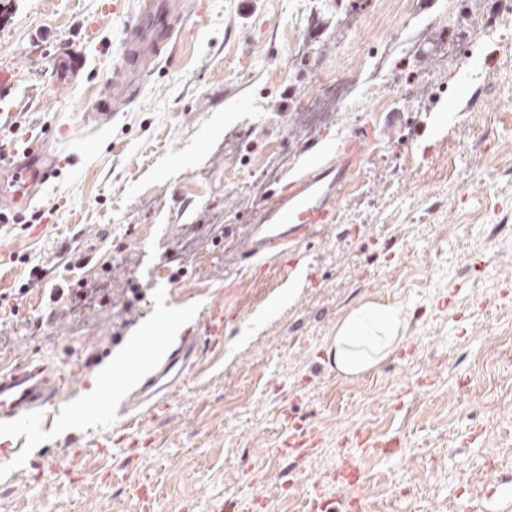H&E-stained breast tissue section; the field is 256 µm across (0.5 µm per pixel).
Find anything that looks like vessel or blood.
Here are the masks:
<instances>
[{
	"label": "vessel or blood",
	"instance_id": "b4317fda",
	"mask_svg": "<svg viewBox=\"0 0 512 512\" xmlns=\"http://www.w3.org/2000/svg\"><path fill=\"white\" fill-rule=\"evenodd\" d=\"M186 13V0H143L124 58L112 67L100 86V106L93 114L99 124H106L112 110L128 102L134 89L154 73L162 49ZM373 143V138L350 135L337 148L335 158L322 169L274 189L268 204L252 214L234 262L251 261L282 240H304L318 227L335 223L338 204L361 171ZM223 330V315L199 319L194 333L183 337L176 348L160 349V367L142 377L139 393L148 396L152 407H159L154 388L160 376L171 372L175 383L188 382L183 366L197 363L203 341L214 339ZM66 378V373L44 363L16 365L0 371V434L5 437L1 445L12 447V435L27 430L37 420L40 408L63 403Z\"/></svg>",
	"mask_w": 512,
	"mask_h": 512
}]
</instances>
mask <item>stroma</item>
I'll list each match as a JSON object with an SVG mask.
<instances>
[{
	"instance_id": "stroma-1",
	"label": "stroma",
	"mask_w": 512,
	"mask_h": 512,
	"mask_svg": "<svg viewBox=\"0 0 512 512\" xmlns=\"http://www.w3.org/2000/svg\"><path fill=\"white\" fill-rule=\"evenodd\" d=\"M138 8L0 0V67L17 71L0 149L43 141L55 164L0 229V293L48 271L0 305V360L71 370L76 408L120 352L130 373L148 368L143 340L161 321L174 335L173 311L190 327L223 312L224 334L166 413L56 420L0 453V512H141L145 482L149 512H311L315 484L367 512H512V0H199L101 129L89 112ZM72 50L82 77L56 88ZM365 128L378 141L336 223L226 269L216 246L271 190ZM64 243L85 265H67ZM131 275L132 313L89 298L34 328L54 285ZM366 302L402 308L404 339L346 376L325 350ZM287 430L300 451L284 452ZM346 456L350 489L336 482Z\"/></svg>"
}]
</instances>
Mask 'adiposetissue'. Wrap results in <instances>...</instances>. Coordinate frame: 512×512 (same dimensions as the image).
<instances>
[{
  "label": "adipose tissue",
  "instance_id": "obj_1",
  "mask_svg": "<svg viewBox=\"0 0 512 512\" xmlns=\"http://www.w3.org/2000/svg\"><path fill=\"white\" fill-rule=\"evenodd\" d=\"M404 327L401 308L364 303L337 327L328 353L339 373L360 374L381 362L401 342Z\"/></svg>",
  "mask_w": 512,
  "mask_h": 512
}]
</instances>
